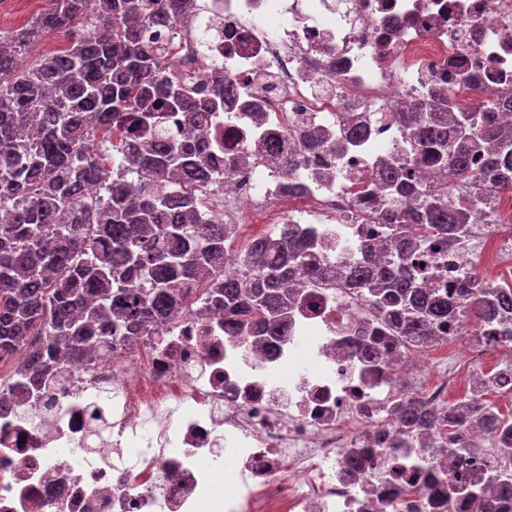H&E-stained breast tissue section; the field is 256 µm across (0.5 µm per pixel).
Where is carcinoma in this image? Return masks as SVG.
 Here are the masks:
<instances>
[{"mask_svg":"<svg viewBox=\"0 0 512 512\" xmlns=\"http://www.w3.org/2000/svg\"><path fill=\"white\" fill-rule=\"evenodd\" d=\"M47 2L33 20L0 31V351L22 353L19 372L35 381L52 366L80 362L94 337L110 350L129 331L155 332L184 304L177 288L192 281L203 288L193 304L223 312L244 333L281 335L299 293L286 287L295 271L308 270L312 286L325 273L312 262L315 237H293L286 224L252 242L246 273L224 272L236 225L205 218L191 187L223 182L206 163L205 136L236 88L222 74L213 87L173 75L166 47L145 36L150 27H173L192 0ZM73 28L82 33L67 49L18 68L19 51ZM434 99L445 111L417 108L398 120L439 169L470 185L472 205H448L454 182L424 204L421 190L405 204L384 197L379 239L360 246L379 253L381 264L350 270L383 335L399 342L447 333L455 311L448 295L417 285L407 250L462 231L485 196L512 190V133L489 118L495 108L512 109V99L482 101L474 112L452 111L445 92ZM299 140L305 152H336L313 133ZM476 152L484 162L474 170ZM89 184L97 196H85ZM470 280L461 291L467 307L512 312L511 285L478 273ZM28 336L40 343L27 345ZM397 415L422 445L437 435V419L417 401ZM467 415L512 423L490 401Z\"/></svg>","mask_w":512,"mask_h":512,"instance_id":"carcinoma-1","label":"carcinoma"}]
</instances>
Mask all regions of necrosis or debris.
Returning <instances> with one entry per match:
<instances>
[{
    "mask_svg": "<svg viewBox=\"0 0 512 512\" xmlns=\"http://www.w3.org/2000/svg\"><path fill=\"white\" fill-rule=\"evenodd\" d=\"M166 43L172 74L237 88L209 132L219 187L198 184L210 215L263 234L248 214L268 211L318 240L336 274L301 291L283 336L248 338L219 312L174 311L153 336L49 369L40 384L0 374L12 402L0 415V512H478L479 498L448 495L449 473L512 474V430L472 420L420 447L392 414L415 399L440 418L450 404H512V342L456 312L447 334L411 345L377 333L374 314L342 276L376 235L384 163L406 186L443 180L396 120L452 93L453 108L512 98V0H204ZM366 125L350 140L343 117ZM325 130L345 153H309L290 172L256 153L270 138L293 153V131ZM409 262L418 284L459 289L472 269L512 279V191L487 198L466 233ZM490 382L480 391L478 380ZM452 448L464 464L442 465ZM235 480L208 496L210 475Z\"/></svg>",
    "mask_w": 512,
    "mask_h": 512,
    "instance_id": "4bbe7bcc",
    "label": "necrosis or debris"
}]
</instances>
